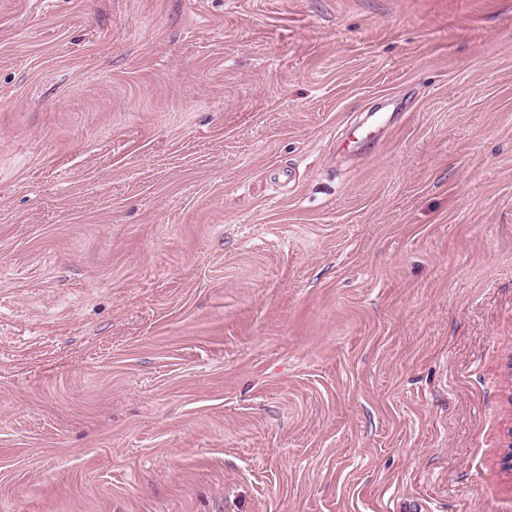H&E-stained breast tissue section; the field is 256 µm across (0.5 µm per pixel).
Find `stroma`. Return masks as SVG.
<instances>
[{"instance_id": "35a3bbf8", "label": "stroma", "mask_w": 512, "mask_h": 512, "mask_svg": "<svg viewBox=\"0 0 512 512\" xmlns=\"http://www.w3.org/2000/svg\"><path fill=\"white\" fill-rule=\"evenodd\" d=\"M511 447L512 0H0V512H512Z\"/></svg>"}]
</instances>
